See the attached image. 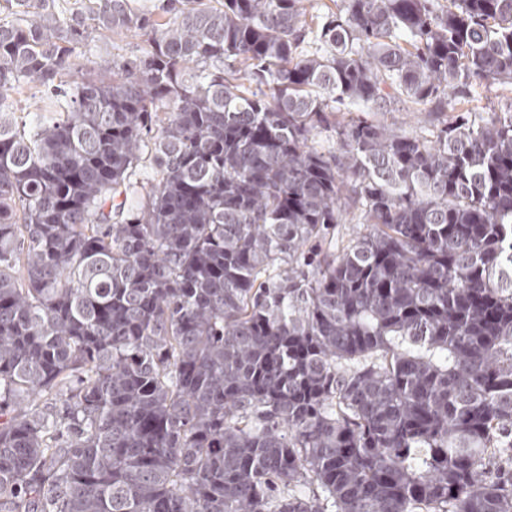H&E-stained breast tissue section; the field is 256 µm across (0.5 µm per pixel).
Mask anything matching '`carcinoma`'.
<instances>
[{
  "instance_id": "obj_1",
  "label": "carcinoma",
  "mask_w": 512,
  "mask_h": 512,
  "mask_svg": "<svg viewBox=\"0 0 512 512\" xmlns=\"http://www.w3.org/2000/svg\"><path fill=\"white\" fill-rule=\"evenodd\" d=\"M305 2L0 0V512H512V0ZM145 31L128 34H112V36L96 34L91 42L97 57L120 62L123 59L140 55L148 44ZM394 112H390L386 114V119L388 123H392L393 127L398 130L406 131V132H418L419 127L422 125L418 123V119H423V114L419 117H416L415 114L420 112H408L406 105L399 104L393 108Z\"/></svg>"
}]
</instances>
